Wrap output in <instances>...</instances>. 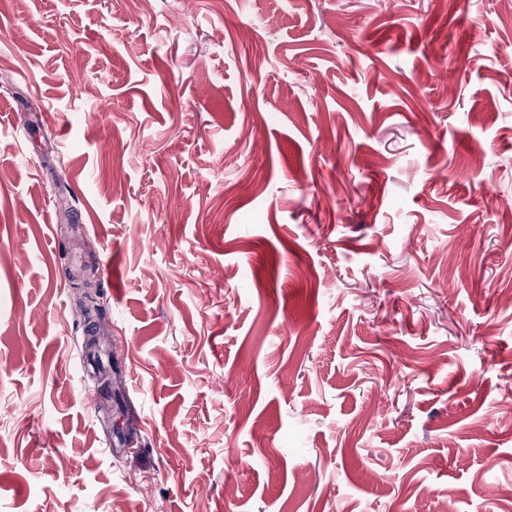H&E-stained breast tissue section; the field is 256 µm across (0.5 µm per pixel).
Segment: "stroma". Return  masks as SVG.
<instances>
[{
	"label": "stroma",
	"instance_id": "stroma-1",
	"mask_svg": "<svg viewBox=\"0 0 512 512\" xmlns=\"http://www.w3.org/2000/svg\"><path fill=\"white\" fill-rule=\"evenodd\" d=\"M150 2L0 0V512H512V13Z\"/></svg>",
	"mask_w": 512,
	"mask_h": 512
}]
</instances>
